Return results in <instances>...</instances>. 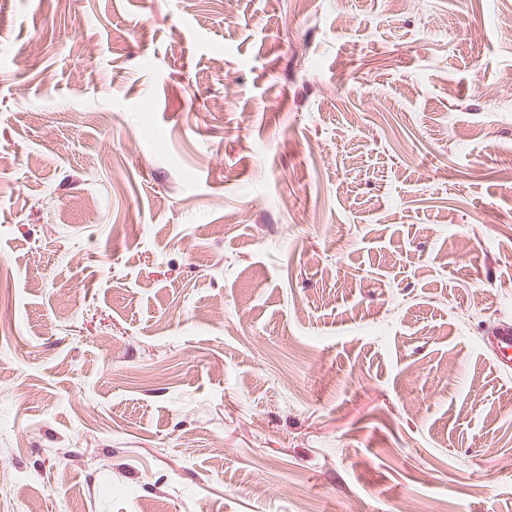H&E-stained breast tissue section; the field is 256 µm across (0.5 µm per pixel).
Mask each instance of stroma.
Masks as SVG:
<instances>
[{
  "label": "stroma",
  "instance_id": "obj_1",
  "mask_svg": "<svg viewBox=\"0 0 512 512\" xmlns=\"http://www.w3.org/2000/svg\"><path fill=\"white\" fill-rule=\"evenodd\" d=\"M5 283L0 512H512V0H0ZM493 341L497 363L510 368V361H512V326L507 325L498 328L495 336H493Z\"/></svg>",
  "mask_w": 512,
  "mask_h": 512
}]
</instances>
